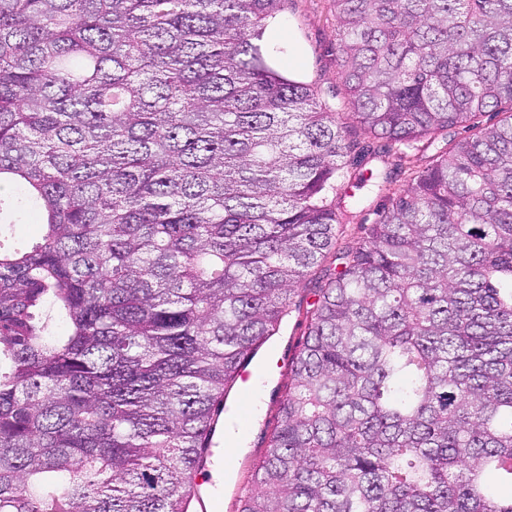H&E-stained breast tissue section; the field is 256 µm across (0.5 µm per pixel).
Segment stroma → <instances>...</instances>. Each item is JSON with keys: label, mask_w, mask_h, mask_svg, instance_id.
Returning a JSON list of instances; mask_svg holds the SVG:
<instances>
[{"label": "stroma", "mask_w": 512, "mask_h": 512, "mask_svg": "<svg viewBox=\"0 0 512 512\" xmlns=\"http://www.w3.org/2000/svg\"><path fill=\"white\" fill-rule=\"evenodd\" d=\"M262 49L266 58L290 77L307 82L319 97L341 114L350 107L336 72V22L331 0H281L267 27ZM361 144L370 146V153L359 158L347 171V181L355 185L354 220L344 228L343 241L362 240L364 229L374 223L388 203L389 196L405 183L404 175H395L384 187L374 182L358 183L359 174L386 170L387 163L379 150L381 141L353 129ZM306 330L305 315L292 310L283 320L278 333L262 347L265 354L264 374L250 397L253 408L249 421L243 422L244 439L236 452L227 454L223 483L209 481V488H220L224 512H235L240 487L250 468L263 453L267 422L274 413L278 399L272 394L275 386L287 385L288 366Z\"/></svg>", "instance_id": "1"}]
</instances>
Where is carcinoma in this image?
<instances>
[{"instance_id": "carcinoma-1", "label": "carcinoma", "mask_w": 512, "mask_h": 512, "mask_svg": "<svg viewBox=\"0 0 512 512\" xmlns=\"http://www.w3.org/2000/svg\"><path fill=\"white\" fill-rule=\"evenodd\" d=\"M279 2L0 0V512H188L316 268L238 512H512V0H332L373 138L508 115L342 245L366 146L266 61ZM44 233L43 224H38L34 214H24L19 224H14L9 244L16 247L29 246L37 242Z\"/></svg>"}]
</instances>
